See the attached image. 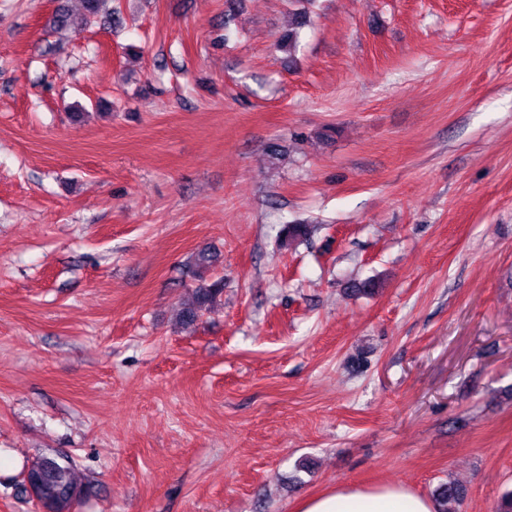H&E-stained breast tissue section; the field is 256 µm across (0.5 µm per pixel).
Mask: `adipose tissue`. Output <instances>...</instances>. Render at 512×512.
<instances>
[{"label": "adipose tissue", "mask_w": 512, "mask_h": 512, "mask_svg": "<svg viewBox=\"0 0 512 512\" xmlns=\"http://www.w3.org/2000/svg\"><path fill=\"white\" fill-rule=\"evenodd\" d=\"M429 496L416 494L405 486L388 483L377 486L339 484L318 494L301 497L294 512H438Z\"/></svg>", "instance_id": "obj_1"}]
</instances>
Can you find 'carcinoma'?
I'll use <instances>...</instances> for the list:
<instances>
[{
  "instance_id": "obj_1",
  "label": "carcinoma",
  "mask_w": 512,
  "mask_h": 512,
  "mask_svg": "<svg viewBox=\"0 0 512 512\" xmlns=\"http://www.w3.org/2000/svg\"><path fill=\"white\" fill-rule=\"evenodd\" d=\"M105 0H81V12L74 14L68 6V0H60L54 9L50 25L62 31L76 22L87 25L99 19L112 22V14L104 11ZM308 23V12L297 8L292 12L291 27L278 39V48L290 53L296 50L300 30ZM310 233L307 224H285L279 231L280 246L288 247ZM218 255L208 251H199L194 259V277L197 280L192 304L182 308L179 320L183 324L195 322L204 312L210 310L217 298L223 293L221 280H207L206 273L217 263ZM24 488L37 499L45 512H72L73 507L83 495V488L74 478V468L70 461L55 457L42 456L23 467ZM466 486L455 482L440 483L434 491L439 512H462L467 500Z\"/></svg>"
}]
</instances>
